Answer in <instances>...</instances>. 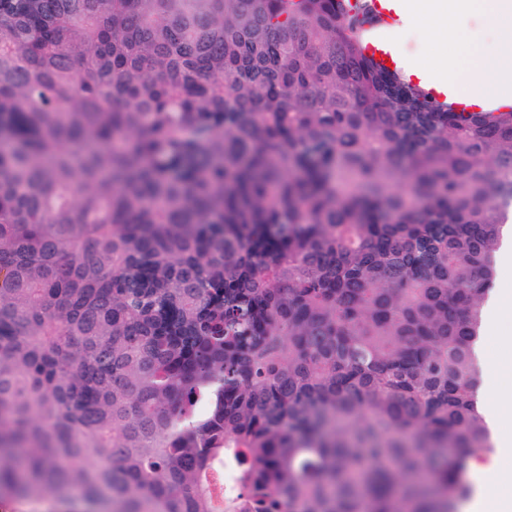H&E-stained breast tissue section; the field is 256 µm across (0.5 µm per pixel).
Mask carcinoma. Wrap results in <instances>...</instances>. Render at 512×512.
Wrapping results in <instances>:
<instances>
[{"label": "carcinoma", "instance_id": "obj_1", "mask_svg": "<svg viewBox=\"0 0 512 512\" xmlns=\"http://www.w3.org/2000/svg\"><path fill=\"white\" fill-rule=\"evenodd\" d=\"M366 23L0 0V499L460 512L512 106L434 99Z\"/></svg>", "mask_w": 512, "mask_h": 512}]
</instances>
